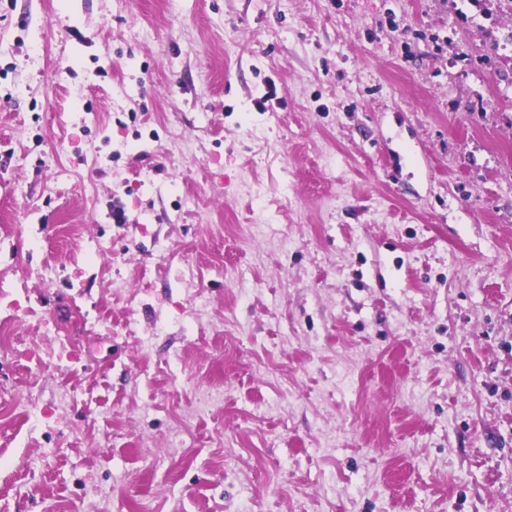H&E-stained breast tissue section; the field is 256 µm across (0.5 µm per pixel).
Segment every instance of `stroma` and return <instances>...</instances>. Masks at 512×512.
Wrapping results in <instances>:
<instances>
[{
  "instance_id": "obj_1",
  "label": "stroma",
  "mask_w": 512,
  "mask_h": 512,
  "mask_svg": "<svg viewBox=\"0 0 512 512\" xmlns=\"http://www.w3.org/2000/svg\"><path fill=\"white\" fill-rule=\"evenodd\" d=\"M0 512H512V0H0Z\"/></svg>"
}]
</instances>
